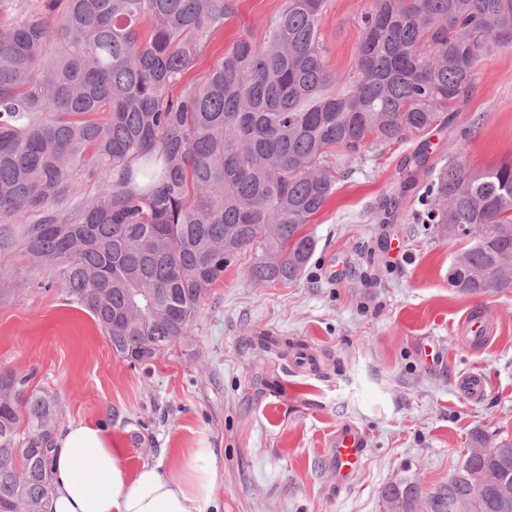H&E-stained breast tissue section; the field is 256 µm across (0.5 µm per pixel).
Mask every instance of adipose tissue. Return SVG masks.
Instances as JSON below:
<instances>
[{
    "mask_svg": "<svg viewBox=\"0 0 512 512\" xmlns=\"http://www.w3.org/2000/svg\"><path fill=\"white\" fill-rule=\"evenodd\" d=\"M195 465L179 476L143 464L128 472L111 434L72 421L54 435L52 490L45 512H201L214 489L216 452L194 449Z\"/></svg>",
    "mask_w": 512,
    "mask_h": 512,
    "instance_id": "obj_1",
    "label": "adipose tissue"
}]
</instances>
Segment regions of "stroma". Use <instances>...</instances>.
Listing matches in <instances>:
<instances>
[{"label": "stroma", "instance_id": "obj_1", "mask_svg": "<svg viewBox=\"0 0 512 512\" xmlns=\"http://www.w3.org/2000/svg\"><path fill=\"white\" fill-rule=\"evenodd\" d=\"M370 0H326L320 37L329 71L350 70ZM284 0H236L234 16L196 69L212 67L242 31L263 42ZM432 162L484 169L512 158V49H491L446 125L381 151L356 154L305 233L317 243L303 276L255 285L248 258L227 267L185 336L147 365L112 350L94 319L48 287L53 273L18 250L0 254V367L54 394L60 423L111 431L125 464L179 474L192 449L216 450L205 512H384L383 488L447 483L474 432L512 437V293L471 298L448 283L461 252L417 215L429 175L400 193V170L420 141ZM494 334L469 348L454 333L468 311ZM261 336L307 345L321 368L261 352ZM481 373L484 398L464 399L461 374ZM365 434L356 481L337 490L324 464L336 427Z\"/></svg>", "mask_w": 512, "mask_h": 512}]
</instances>
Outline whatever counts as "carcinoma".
Instances as JSON below:
<instances>
[{"label":"carcinoma","instance_id":"carcinoma-1","mask_svg":"<svg viewBox=\"0 0 512 512\" xmlns=\"http://www.w3.org/2000/svg\"><path fill=\"white\" fill-rule=\"evenodd\" d=\"M235 0H0V243L56 269L119 357L143 364L185 335L202 296L250 255L254 284H289L315 239L337 152L419 136L471 90L491 46L512 49V0H373L351 69L330 72L326 0H285L263 44L241 34L187 75ZM430 174L425 220L465 244L466 295L512 290V161ZM28 223L15 230L18 215ZM474 227L460 235L456 225ZM0 368V512H41L52 489L56 397ZM476 431L471 447L484 448ZM488 448V447H486ZM512 439H497L399 512H512Z\"/></svg>","mask_w":512,"mask_h":512}]
</instances>
